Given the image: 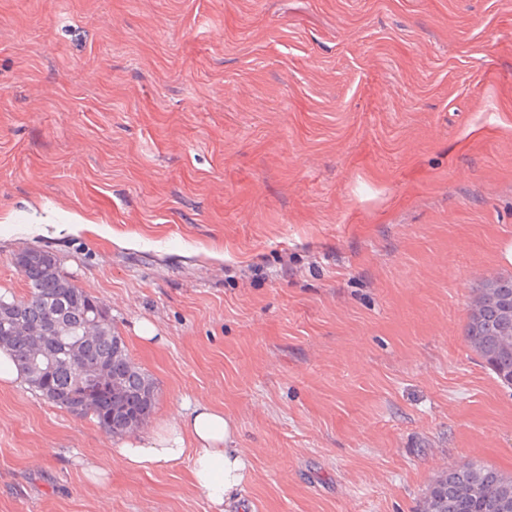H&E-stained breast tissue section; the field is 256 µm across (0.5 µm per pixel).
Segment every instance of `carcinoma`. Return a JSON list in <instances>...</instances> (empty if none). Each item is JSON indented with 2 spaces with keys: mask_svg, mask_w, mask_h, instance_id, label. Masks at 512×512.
<instances>
[{
  "mask_svg": "<svg viewBox=\"0 0 512 512\" xmlns=\"http://www.w3.org/2000/svg\"><path fill=\"white\" fill-rule=\"evenodd\" d=\"M50 259L54 261L56 256L42 248H30L19 253L16 265L29 288L28 295L22 298L0 295V305L19 306L27 320L37 324L46 310L63 298L67 301L63 315L64 336L79 340L89 312L103 308V304L76 286L62 272L48 271L47 261ZM116 335L112 319L109 318L103 331L93 340L80 344L79 350L83 356L102 362L124 379L126 393L122 405L113 401L112 393L101 391L84 403L80 410H71L72 405L81 402V390L72 361L66 350L57 345L53 348L50 375L39 379L27 373V383L48 402L77 416L94 417L111 435L131 432L128 425L132 412L154 407V404L142 400L140 394L144 387L153 386L155 382L135 366L128 351H123L118 359H112ZM466 340L496 377H501L503 371H509V365L499 359L492 337L468 335ZM3 350L9 353L22 371L33 357L34 344L26 337H15L7 341ZM419 512H512V476L476 462L445 469L429 484L420 501Z\"/></svg>",
  "mask_w": 512,
  "mask_h": 512,
  "instance_id": "1",
  "label": "carcinoma"
}]
</instances>
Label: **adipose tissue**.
Instances as JSON below:
<instances>
[{
  "label": "adipose tissue",
  "instance_id": "1",
  "mask_svg": "<svg viewBox=\"0 0 512 512\" xmlns=\"http://www.w3.org/2000/svg\"><path fill=\"white\" fill-rule=\"evenodd\" d=\"M222 409L199 402L187 405L162 432L124 441L110 451L133 471L149 473L190 458L189 479L202 490L214 512L237 502L250 470L240 449L230 445Z\"/></svg>",
  "mask_w": 512,
  "mask_h": 512
}]
</instances>
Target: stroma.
I'll use <instances>...</instances> for the list:
<instances>
[{
	"mask_svg": "<svg viewBox=\"0 0 512 512\" xmlns=\"http://www.w3.org/2000/svg\"><path fill=\"white\" fill-rule=\"evenodd\" d=\"M508 244L512 0H0V294L52 251L156 383L138 436L224 409L244 512L512 475V388L465 340ZM112 441L0 385V512H212L189 460Z\"/></svg>",
	"mask_w": 512,
	"mask_h": 512,
	"instance_id": "1",
	"label": "stroma"
}]
</instances>
